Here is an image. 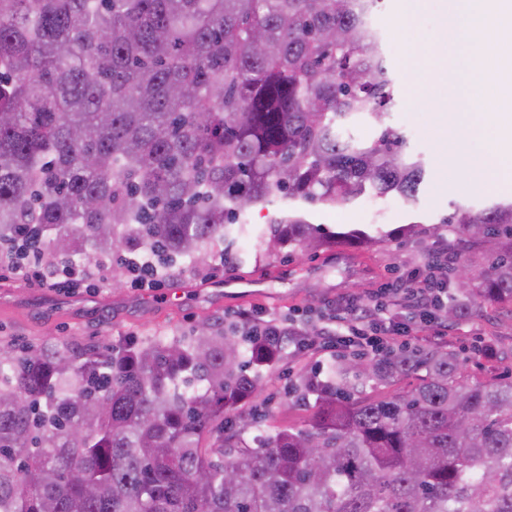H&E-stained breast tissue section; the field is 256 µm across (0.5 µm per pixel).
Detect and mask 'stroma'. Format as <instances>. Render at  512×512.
<instances>
[{"instance_id":"35a3bbf8","label":"stroma","mask_w":512,"mask_h":512,"mask_svg":"<svg viewBox=\"0 0 512 512\" xmlns=\"http://www.w3.org/2000/svg\"><path fill=\"white\" fill-rule=\"evenodd\" d=\"M449 0H427L412 28H403L400 15L403 0H382L369 18L387 51V64L394 76V105L387 126L402 132L407 153L424 158L426 174L415 204L388 196L384 215L372 218L363 201L343 208L309 204L305 217L321 232L347 231L378 223L389 232L387 241L366 255L349 245H340L313 257L287 252L264 253L260 240L236 239L231 247L213 246L206 257L214 262L224 252L243 257L242 269L230 270L235 286L201 284L198 264L186 259L171 263L170 281L165 288L132 287L128 275L112 268L119 287L98 290H48L14 279L0 283V348L38 346L54 339L69 344L121 346L141 336H188L204 319L229 322L235 312L260 307L271 318H289L300 325L322 327L327 308L345 296L364 297L368 287L378 285L413 269L426 260L428 251L447 241V234H431L432 226L456 207L479 209L497 201L498 193L472 186L471 163L482 158L500 137L498 124L490 123L469 133L466 153H459L456 141L461 131L443 129L436 121L440 106L462 100L471 62L459 48L442 51L443 68L417 94H410V74L405 44L414 40L427 45L436 41L439 26L448 12ZM418 222L422 229L414 236L401 235L403 225ZM495 337L502 355L485 361L471 349L474 341ZM466 361L475 379L490 380L496 373L512 369L507 352L512 351V316L496 311L475 313L459 323L455 334L446 338ZM314 367L311 358L286 349L281 360L265 377L256 402L267 407L273 420L300 424L302 411L293 406L288 392L290 380L300 379Z\"/></svg>"}]
</instances>
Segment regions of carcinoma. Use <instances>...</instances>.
<instances>
[{
	"label": "carcinoma",
	"mask_w": 512,
	"mask_h": 512,
	"mask_svg": "<svg viewBox=\"0 0 512 512\" xmlns=\"http://www.w3.org/2000/svg\"><path fill=\"white\" fill-rule=\"evenodd\" d=\"M379 0H0V242L70 263L122 245L202 262L251 235L340 243L281 197L417 201L425 163L384 124ZM448 225V320L512 306V201ZM236 324L129 346L0 353V512H512V376L470 383L449 344L304 375L299 426L233 418L278 355ZM373 392L353 396L349 377ZM284 208V203L279 198L274 199L273 202L264 206H256L246 213L244 218L248 224L256 225L257 227L267 229L271 220L278 216L280 211Z\"/></svg>",
	"instance_id": "cac0c4a2"
}]
</instances>
